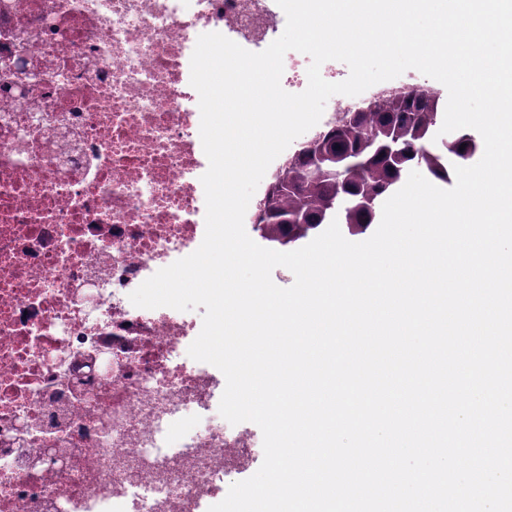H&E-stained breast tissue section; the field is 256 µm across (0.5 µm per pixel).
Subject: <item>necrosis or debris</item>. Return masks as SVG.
Returning a JSON list of instances; mask_svg holds the SVG:
<instances>
[{
    "label": "necrosis or debris",
    "instance_id": "necrosis-or-debris-1",
    "mask_svg": "<svg viewBox=\"0 0 512 512\" xmlns=\"http://www.w3.org/2000/svg\"><path fill=\"white\" fill-rule=\"evenodd\" d=\"M285 20L276 0H0V512H201L249 466L250 431L208 416L192 323L129 295L204 238L198 37L262 50ZM390 89L337 96L311 135Z\"/></svg>",
    "mask_w": 512,
    "mask_h": 512
}]
</instances>
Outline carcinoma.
<instances>
[{
    "label": "carcinoma",
    "mask_w": 512,
    "mask_h": 512,
    "mask_svg": "<svg viewBox=\"0 0 512 512\" xmlns=\"http://www.w3.org/2000/svg\"><path fill=\"white\" fill-rule=\"evenodd\" d=\"M351 128L338 126L318 136L326 151L345 157L347 189L329 175L312 174L313 164L290 163L281 168L262 198V237L275 249L294 246L336 219L353 234L374 223L384 191L400 183L406 170L417 165L431 176L450 181L454 165L479 149L467 132L443 147L430 143L438 117V97L432 89L389 95L357 112H349ZM370 201L358 209L351 198Z\"/></svg>",
    "instance_id": "1"
}]
</instances>
